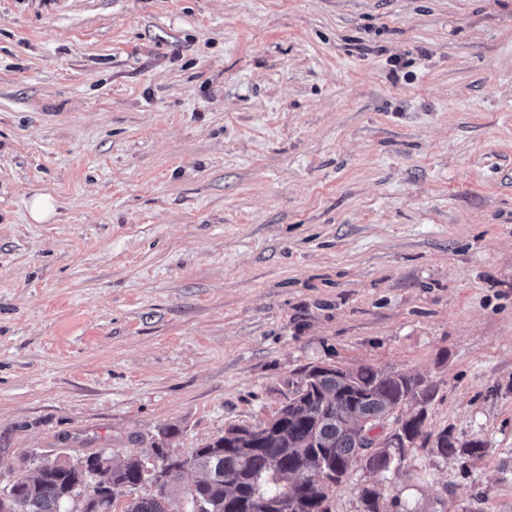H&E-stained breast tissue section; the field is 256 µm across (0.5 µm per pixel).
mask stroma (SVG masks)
Instances as JSON below:
<instances>
[{"label": "stroma", "mask_w": 512, "mask_h": 512, "mask_svg": "<svg viewBox=\"0 0 512 512\" xmlns=\"http://www.w3.org/2000/svg\"><path fill=\"white\" fill-rule=\"evenodd\" d=\"M321 364L430 393L380 512H512V0H0V490ZM486 442L482 439H474L466 443H460L451 432L444 429L436 436L435 448L439 455L448 458L453 456L482 457L486 454Z\"/></svg>", "instance_id": "stroma-1"}]
</instances>
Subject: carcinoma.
I'll use <instances>...</instances> for the list:
<instances>
[{
	"instance_id": "1",
	"label": "carcinoma",
	"mask_w": 512,
	"mask_h": 512,
	"mask_svg": "<svg viewBox=\"0 0 512 512\" xmlns=\"http://www.w3.org/2000/svg\"><path fill=\"white\" fill-rule=\"evenodd\" d=\"M413 400H427L422 381L414 376L392 377L362 366L346 384L334 365L308 366L300 371L288 407H280L271 427L266 422L232 427L189 457L171 451L177 432L166 427L158 431L151 448L119 463L103 453L77 461L42 460L34 474L10 486L6 507L8 512H112L114 501L127 497L123 512H182L173 491L183 477L181 465L190 464L200 473L187 491L190 512H280L284 498L294 503L292 512H331L329 490L308 480V465L321 462L333 472L334 483H341L360 452L358 432L349 420L373 427ZM424 421L421 409L400 425L398 442L376 450L361 470L379 476L389 472L412 441L424 435ZM435 448L445 458L482 457L487 452L484 440L461 443L446 429L437 434ZM153 459L168 461L173 471L153 494L132 496L150 481ZM379 497L374 486H363L364 512H379Z\"/></svg>"
}]
</instances>
